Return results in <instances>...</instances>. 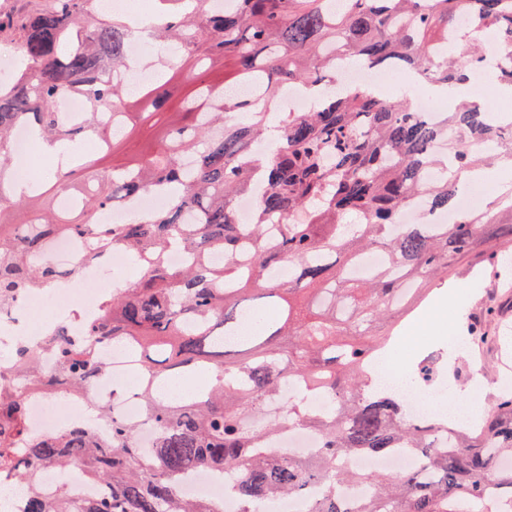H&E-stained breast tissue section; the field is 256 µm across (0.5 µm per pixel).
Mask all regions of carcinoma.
<instances>
[{
  "label": "carcinoma",
  "instance_id": "cac0c4a2",
  "mask_svg": "<svg viewBox=\"0 0 512 512\" xmlns=\"http://www.w3.org/2000/svg\"><path fill=\"white\" fill-rule=\"evenodd\" d=\"M219 10L212 0H155L156 37L175 46L153 60L157 79L139 100L160 97L176 76L193 83L179 104L190 123L178 126L149 151L112 166L96 192L77 200L86 214L68 224L55 208L36 202L45 190L15 194L3 182L13 158L15 130L32 128L44 144L76 147L99 138L95 156L76 155L56 169V190L78 188L73 172L98 176L97 163L138 118L128 111L129 87L118 75L141 67L135 34L123 16L90 15L88 0H49L25 17L16 43L18 64L0 82V307L27 289H49L71 274L34 257L56 235L86 236L92 263L109 246L136 261L132 285L90 322L84 342L60 326L50 340L57 369L42 373L38 347L19 351L21 374L0 391V468L17 473L28 489L24 512H225L204 498L182 496L173 477L197 468L219 470L236 512H270L282 497L305 503L303 512H346L336 489L360 485L357 512H490L489 489L512 502V391L501 389L476 424H414L404 402L376 389L371 358L382 353L399 317L422 301L433 279L465 260L512 255V182L495 210L458 212L450 224H401L407 206L422 201L431 213L457 212L461 177L474 167L512 171V119L496 124L492 110L467 102L429 121L367 86H336V52L370 69L402 65L447 91L469 81L479 43L496 32L509 63L493 80L512 88V0H233ZM236 68L237 95L210 82L216 64ZM315 88L309 112H284L270 125L274 91ZM80 92L92 111L77 127L57 122L63 91ZM111 104L112 131L95 108ZM160 189L165 208L120 224L95 215L123 198ZM255 198L260 219L237 222L238 198ZM354 216L355 224L344 222ZM180 241L189 256L168 265V246ZM378 251L383 262L364 275L350 268ZM223 255L217 264L211 256ZM294 269L284 283L281 265ZM129 348L140 371L153 378L140 391L155 428L151 447L139 446L134 428L95 407L111 425L98 440L76 427L32 437L24 401L33 388L68 393L102 377L97 347ZM203 370L207 385L172 401L161 385L175 374ZM301 381L288 397L284 421L321 436L309 456L264 452L278 422L260 420L283 378ZM322 391L337 410L317 415L308 396ZM411 451L423 467L398 476L346 470V456ZM80 468L105 486L96 498L76 501L62 483L55 497L37 489L19 465Z\"/></svg>",
  "mask_w": 512,
  "mask_h": 512
}]
</instances>
